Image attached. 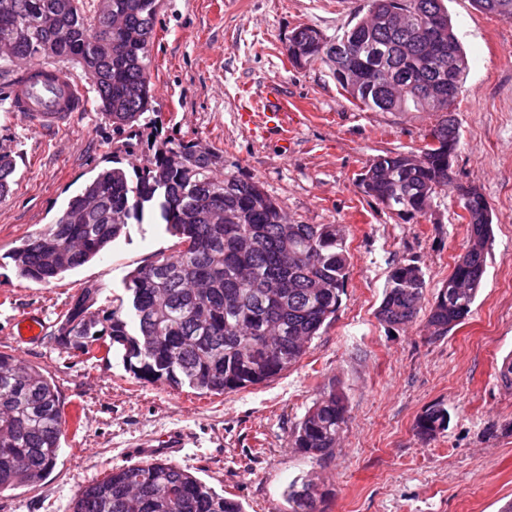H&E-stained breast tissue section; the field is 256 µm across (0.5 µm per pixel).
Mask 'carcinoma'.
Returning a JSON list of instances; mask_svg holds the SVG:
<instances>
[{
  "mask_svg": "<svg viewBox=\"0 0 512 512\" xmlns=\"http://www.w3.org/2000/svg\"><path fill=\"white\" fill-rule=\"evenodd\" d=\"M405 25L365 14L347 37L327 41L309 27L291 40L308 47V59L358 68L365 81L340 88L359 107L375 112H439L433 132L459 134L451 112L419 95L439 72L453 69L454 98L462 92L468 60L444 0H396ZM478 11L512 20V0H472ZM161 0H0V72L21 61L54 58L90 76L96 110L119 132L154 129L143 162L134 151L112 153L61 214L11 253L18 277L49 283L89 262L126 233L129 224H162L175 238L171 252L129 273L112 308L98 306L103 291L89 283L72 296L53 339L63 349L89 354L94 347L122 353L138 380L202 393L237 392L296 367L312 341L335 317L350 276L341 224H295L263 184L224 171V152L197 139L161 133L151 93L152 35ZM437 25L452 48L421 67L413 36ZM151 118H146V113ZM424 159L398 153L369 160L361 192L400 217L424 216L448 185V162L425 145ZM15 163L0 154V199L11 191ZM464 252L441 285L426 322L444 336L470 314L482 287L492 215L478 190L470 192ZM425 273L398 263L386 280L377 318L404 325L417 318ZM348 406L333 384L288 435L289 445L319 464L331 459L348 421ZM66 424L60 397L36 368L0 352V493L37 485L56 465ZM448 427V409L436 403L418 417L417 434L434 438ZM330 492L312 479L288 485V512H326ZM70 512H242L239 501L213 491L165 461L134 463L87 486Z\"/></svg>",
  "mask_w": 512,
  "mask_h": 512,
  "instance_id": "carcinoma-1",
  "label": "carcinoma"
}]
</instances>
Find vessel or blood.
Masks as SVG:
<instances>
[{
	"label": "vessel or blood",
	"mask_w": 512,
	"mask_h": 512,
	"mask_svg": "<svg viewBox=\"0 0 512 512\" xmlns=\"http://www.w3.org/2000/svg\"><path fill=\"white\" fill-rule=\"evenodd\" d=\"M16 78L10 95V109L40 132L62 130L74 113L88 111L90 107L89 88L71 71L46 63L31 64L18 69ZM261 119L266 130L287 135L288 116L280 105L265 102ZM46 329L43 314L32 310L27 311L17 324V334L24 343L37 341ZM193 441L191 433L175 430L140 441L134 452L139 456H168Z\"/></svg>",
	"instance_id": "obj_1"
}]
</instances>
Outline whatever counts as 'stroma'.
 I'll use <instances>...</instances> for the list:
<instances>
[{"label":"stroma","instance_id":"obj_1","mask_svg":"<svg viewBox=\"0 0 512 512\" xmlns=\"http://www.w3.org/2000/svg\"><path fill=\"white\" fill-rule=\"evenodd\" d=\"M368 0H163L152 48V87L166 128L224 153V171L262 182L299 224L346 227L351 272L342 304L300 365L256 387L224 395L137 380L118 351L89 354L51 337L26 344L25 361L78 408L54 469L36 486L0 493V512H69L72 500L113 469L136 463L137 440L182 428L197 440L174 457L244 512H288L284 490L312 474L331 490L326 512H502L512 502V388L500 379L512 355V21L444 0L468 70L455 118L460 143L452 181L423 217L401 218L356 186L374 156L419 152L439 115L373 112L346 99L330 66L298 68L285 51L307 26L332 40L366 12ZM302 113L289 142L255 134L240 120L249 94ZM115 147L112 123L78 112L61 132L31 130L0 111V152L16 163L0 200V352L20 347L13 322L24 311L56 325L78 288L98 283L99 304L123 295L127 275L169 250L159 224H132L99 257L51 283L16 275L10 258L44 229ZM478 188L493 217L483 287L463 323L430 335L425 315L391 326L376 311L391 267L420 266L430 307L466 241L459 190ZM336 383L349 407L335 456L315 466L288 445V432L321 387ZM448 409V428L419 437L429 406Z\"/></svg>","mask_w":512,"mask_h":512}]
</instances>
